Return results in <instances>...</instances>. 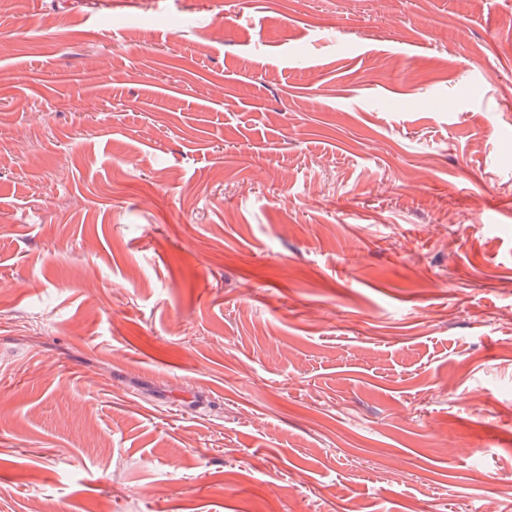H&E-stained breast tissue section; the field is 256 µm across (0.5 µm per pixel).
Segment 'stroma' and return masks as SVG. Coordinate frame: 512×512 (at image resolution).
I'll list each match as a JSON object with an SVG mask.
<instances>
[{"mask_svg": "<svg viewBox=\"0 0 512 512\" xmlns=\"http://www.w3.org/2000/svg\"><path fill=\"white\" fill-rule=\"evenodd\" d=\"M0 44V512H512V0Z\"/></svg>", "mask_w": 512, "mask_h": 512, "instance_id": "obj_1", "label": "stroma"}]
</instances>
